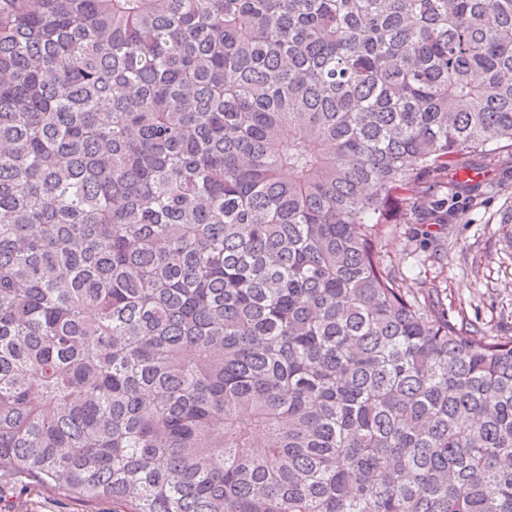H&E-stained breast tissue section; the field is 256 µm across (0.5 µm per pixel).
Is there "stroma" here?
Listing matches in <instances>:
<instances>
[{
  "instance_id": "obj_1",
  "label": "stroma",
  "mask_w": 512,
  "mask_h": 512,
  "mask_svg": "<svg viewBox=\"0 0 512 512\" xmlns=\"http://www.w3.org/2000/svg\"><path fill=\"white\" fill-rule=\"evenodd\" d=\"M469 177L471 190L449 210L434 206L448 194L439 187L432 200L389 226L385 262L408 285L437 289L453 324L512 336V150L477 157ZM0 512H112V503L18 484L0 490Z\"/></svg>"
}]
</instances>
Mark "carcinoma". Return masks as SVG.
<instances>
[{"label": "carcinoma", "instance_id": "cac0c4a2", "mask_svg": "<svg viewBox=\"0 0 512 512\" xmlns=\"http://www.w3.org/2000/svg\"><path fill=\"white\" fill-rule=\"evenodd\" d=\"M512 148V0H0V486L512 512V336L385 264Z\"/></svg>", "mask_w": 512, "mask_h": 512}]
</instances>
